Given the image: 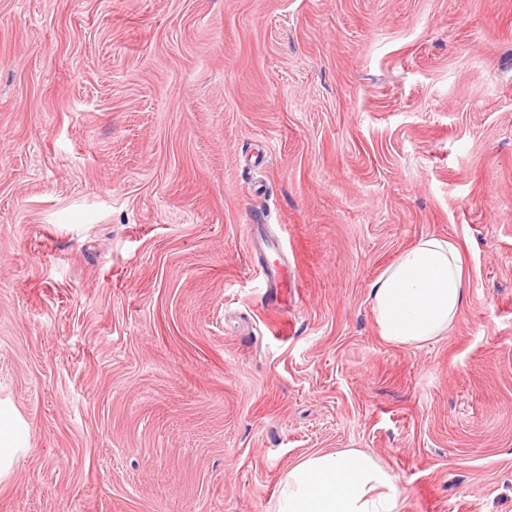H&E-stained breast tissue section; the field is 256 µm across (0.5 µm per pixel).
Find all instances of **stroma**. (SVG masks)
<instances>
[{
    "label": "stroma",
    "mask_w": 512,
    "mask_h": 512,
    "mask_svg": "<svg viewBox=\"0 0 512 512\" xmlns=\"http://www.w3.org/2000/svg\"><path fill=\"white\" fill-rule=\"evenodd\" d=\"M424 236L468 300L396 346ZM0 401V512H275L346 448L512 512V0H0ZM468 287L469 275L455 244L436 237L419 239L370 286L381 337L411 346L441 336L466 303ZM288 270L280 268L271 278L267 279V288H271L274 303L283 308L288 302V288H294V282L288 277ZM26 425L7 406L0 405V478L7 475L16 459L28 452Z\"/></svg>",
    "instance_id": "1"
}]
</instances>
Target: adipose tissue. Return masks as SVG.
<instances>
[{
  "label": "adipose tissue",
  "mask_w": 512,
  "mask_h": 512,
  "mask_svg": "<svg viewBox=\"0 0 512 512\" xmlns=\"http://www.w3.org/2000/svg\"><path fill=\"white\" fill-rule=\"evenodd\" d=\"M469 275L451 241L425 237L370 286L381 337L411 346L445 333L468 298ZM26 425L0 405V477L28 450ZM395 476L358 449L316 451L284 474L276 512H403Z\"/></svg>",
  "instance_id": "ef3b65f1"
}]
</instances>
